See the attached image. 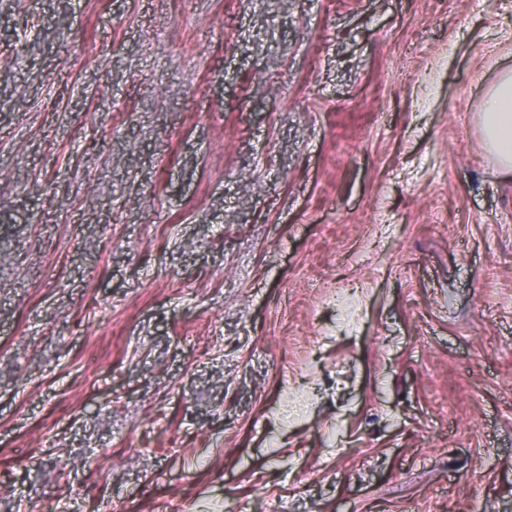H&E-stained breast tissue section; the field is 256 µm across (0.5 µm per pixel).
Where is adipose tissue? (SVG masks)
Listing matches in <instances>:
<instances>
[{
  "instance_id": "ef3b65f1",
  "label": "adipose tissue",
  "mask_w": 512,
  "mask_h": 512,
  "mask_svg": "<svg viewBox=\"0 0 512 512\" xmlns=\"http://www.w3.org/2000/svg\"><path fill=\"white\" fill-rule=\"evenodd\" d=\"M483 143L505 170L512 169V73L506 72L490 89L479 114Z\"/></svg>"
}]
</instances>
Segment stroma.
Segmentation results:
<instances>
[{
    "mask_svg": "<svg viewBox=\"0 0 512 512\" xmlns=\"http://www.w3.org/2000/svg\"><path fill=\"white\" fill-rule=\"evenodd\" d=\"M512 0H0V512H512ZM479 124L484 147L504 170L512 169V73L504 72L490 89Z\"/></svg>",
    "mask_w": 512,
    "mask_h": 512,
    "instance_id": "35a3bbf8",
    "label": "stroma"
}]
</instances>
